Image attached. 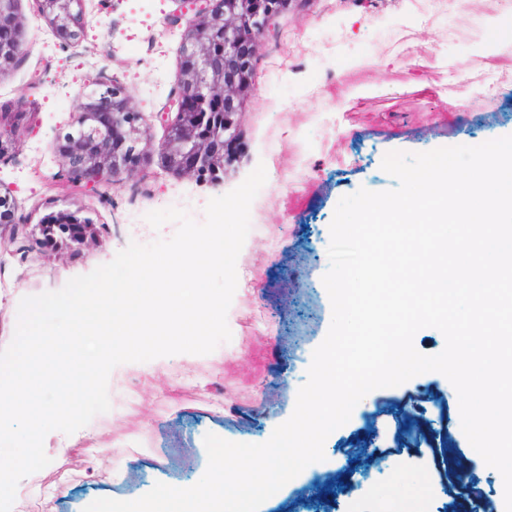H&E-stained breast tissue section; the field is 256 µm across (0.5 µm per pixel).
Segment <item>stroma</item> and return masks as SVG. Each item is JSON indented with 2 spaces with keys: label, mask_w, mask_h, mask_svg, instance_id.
Segmentation results:
<instances>
[{
  "label": "stroma",
  "mask_w": 512,
  "mask_h": 512,
  "mask_svg": "<svg viewBox=\"0 0 512 512\" xmlns=\"http://www.w3.org/2000/svg\"><path fill=\"white\" fill-rule=\"evenodd\" d=\"M15 9L31 54L0 75V111L32 113L33 130L13 160L0 164V193L25 223L78 204L109 232L73 253L19 256L12 243L0 242V350L13 339L23 297L60 290L130 242L173 236L176 224L153 228L149 212L177 207L200 222L208 200L239 186L257 165L267 180L236 263L231 341L207 355L116 366L108 379L110 412L73 434H47L51 462L19 482L12 512H83L99 498L137 499L158 482L191 487L206 471L209 433L266 442L291 417L331 325L323 276L339 200L361 188H396L382 168L388 152L512 135V37H493L512 13L505 0H293L260 48L238 116L237 158L218 186L169 173L156 152L165 128L154 116L176 89L189 19L179 0H85L76 44L54 36L37 0H17ZM101 70L150 122L138 168L103 195L58 180L54 151ZM490 75L499 83L491 99L484 95ZM261 336L266 346L257 345ZM458 408L454 387L438 372L371 391L327 437L324 461L307 466L260 512H377L384 500L421 512H463L465 498L449 490L428 450V440L447 437L480 497L503 501L501 474L452 420ZM367 443L379 458L349 470L347 453ZM330 475L343 483L323 502L311 488Z\"/></svg>",
  "instance_id": "35a3bbf8"
}]
</instances>
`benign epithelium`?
<instances>
[{
	"mask_svg": "<svg viewBox=\"0 0 512 512\" xmlns=\"http://www.w3.org/2000/svg\"><path fill=\"white\" fill-rule=\"evenodd\" d=\"M195 19L182 35L179 80L167 110L156 113L167 129L158 147L166 170L218 185L224 166L235 157L240 128L238 106L250 88V65L270 21L291 0H182ZM0 0V75L26 61L30 44L14 8ZM40 12L57 37L80 38L86 24L83 0H41ZM94 90L78 106L72 130L54 150L63 159L57 177L93 186L114 185L116 177L137 167L145 120L101 71ZM23 113L0 114V162L14 157ZM77 207L50 214L45 223L24 224L0 195V239L21 240L23 252L81 248L107 232L104 224L84 221Z\"/></svg>",
	"mask_w": 512,
	"mask_h": 512,
	"instance_id": "7a95c632",
	"label": "benign epithelium"
}]
</instances>
